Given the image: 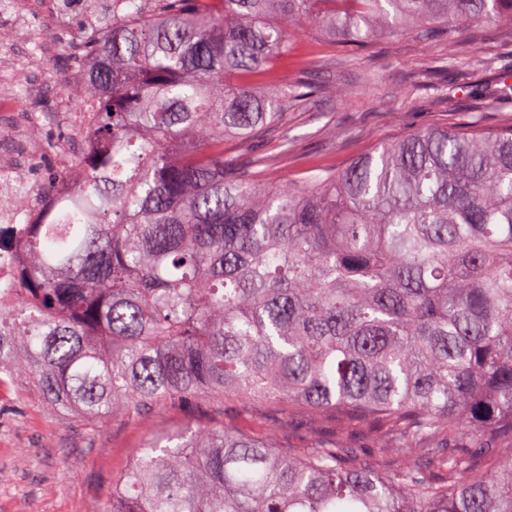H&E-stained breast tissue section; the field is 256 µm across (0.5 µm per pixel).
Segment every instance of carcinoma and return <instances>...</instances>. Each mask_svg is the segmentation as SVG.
<instances>
[{
    "label": "carcinoma",
    "instance_id": "1",
    "mask_svg": "<svg viewBox=\"0 0 512 512\" xmlns=\"http://www.w3.org/2000/svg\"><path fill=\"white\" fill-rule=\"evenodd\" d=\"M103 22L61 91L96 142L17 242L28 301L0 309V382L62 418L222 396L384 425L383 476L346 444L297 454L225 428L137 451L97 512H512V128H430L342 171L274 183L306 82L252 87L310 25L361 48L425 42L512 0H78ZM512 89V69L483 95Z\"/></svg>",
    "mask_w": 512,
    "mask_h": 512
}]
</instances>
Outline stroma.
I'll list each match as a JSON object with an SVG mask.
<instances>
[{"label": "stroma", "instance_id": "obj_1", "mask_svg": "<svg viewBox=\"0 0 512 512\" xmlns=\"http://www.w3.org/2000/svg\"><path fill=\"white\" fill-rule=\"evenodd\" d=\"M0 24L16 38L0 42V97L31 113L43 137L35 159L24 162L35 182L51 179L58 166L52 142L63 130L61 115L79 102L60 89L72 72L60 60L64 46L87 22L81 12L58 15L54 0H13ZM58 32L44 39L46 26ZM293 56L267 91L302 80L321 86L316 98L288 110V146L259 143L273 180H294L319 167L346 168L379 142L433 127H466L483 133L512 128V97L489 101L481 84L512 66V26L477 25L430 43L409 35L379 37L357 58L344 60V47L307 27L292 33ZM467 55L465 70L449 67L438 88L426 73L441 58ZM343 83L345 95L332 91ZM225 427L272 438L280 452L298 453L317 441H341L383 474L392 463L381 458L363 422L337 425L331 414L201 396L172 402L138 416L101 420L60 418L22 384L0 385V512H93L119 483L137 448L151 437H166L185 426Z\"/></svg>", "mask_w": 512, "mask_h": 512}]
</instances>
